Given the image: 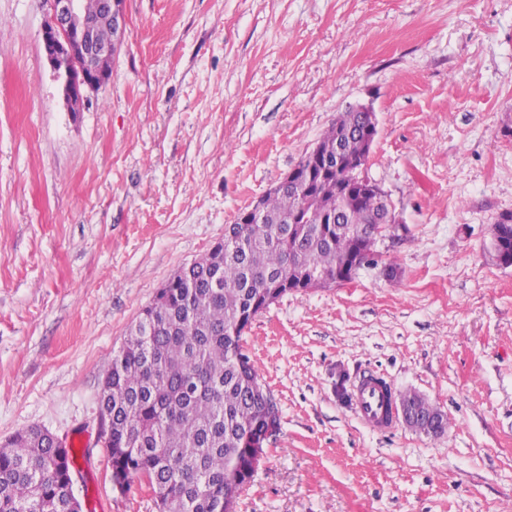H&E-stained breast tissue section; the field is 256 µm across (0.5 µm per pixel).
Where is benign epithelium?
<instances>
[{
	"instance_id": "7a95c632",
	"label": "benign epithelium",
	"mask_w": 512,
	"mask_h": 512,
	"mask_svg": "<svg viewBox=\"0 0 512 512\" xmlns=\"http://www.w3.org/2000/svg\"><path fill=\"white\" fill-rule=\"evenodd\" d=\"M124 0H102L110 38L99 39V20L86 14L82 0H49V12L41 33L44 56L63 81L70 110L80 111L87 92L101 86L109 72L101 70L98 61L113 57L123 43L126 31Z\"/></svg>"
}]
</instances>
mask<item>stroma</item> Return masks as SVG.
<instances>
[{
	"label": "stroma",
	"mask_w": 512,
	"mask_h": 512,
	"mask_svg": "<svg viewBox=\"0 0 512 512\" xmlns=\"http://www.w3.org/2000/svg\"><path fill=\"white\" fill-rule=\"evenodd\" d=\"M46 0H0V440L78 450L83 512H157L113 488L99 393L182 266L371 106L365 176L398 226L375 264L260 313L244 350L279 410L238 512H512V0H125L108 82L70 112ZM399 265L398 283L382 274ZM448 416L376 433L338 396L368 375ZM510 213L512 216V212ZM501 214L496 222L492 225V249L494 254L499 255V259L503 258L508 261L512 260V223L504 222V215Z\"/></svg>",
	"instance_id": "stroma-1"
}]
</instances>
